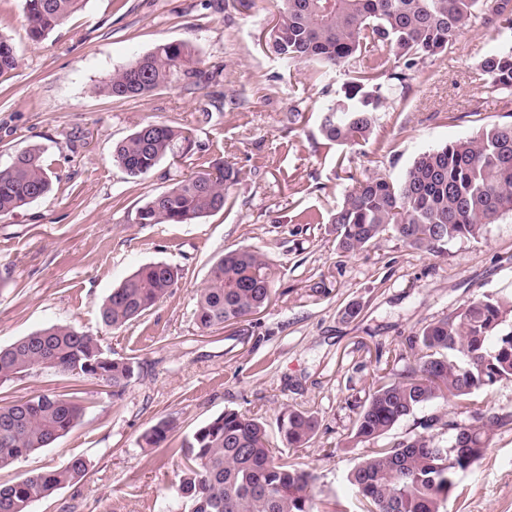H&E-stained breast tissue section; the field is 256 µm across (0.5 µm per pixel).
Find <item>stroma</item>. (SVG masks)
Masks as SVG:
<instances>
[{
  "label": "stroma",
  "mask_w": 512,
  "mask_h": 512,
  "mask_svg": "<svg viewBox=\"0 0 512 512\" xmlns=\"http://www.w3.org/2000/svg\"><path fill=\"white\" fill-rule=\"evenodd\" d=\"M277 0H83L41 42L28 39L23 0H0V36L18 67L0 81V168L35 145L52 172V189L0 217V347L53 324L98 336L116 358L132 359L140 378L120 399L108 387L39 370L0 386V405L40 394L77 392L79 426L22 460L0 468V484L85 458L88 475L36 502L32 512H163L183 459L141 447L166 421L180 446L227 410L254 415L272 446L289 411L314 413L320 430L288 460L317 477L314 493L354 512L347 472L363 454L348 447L357 406L375 376L420 328L482 294L512 295V220L483 237L437 251L386 234L367 250L337 248L329 219L349 178L399 179L425 150L512 123V92L486 89L479 64L512 43V31L475 21L447 53L427 62L429 79L388 89L389 108L370 140L325 149L321 107L344 91L307 68L285 69L265 45ZM186 42L199 75L131 101L99 87L115 69L157 44ZM302 118L289 122L291 108ZM148 121L191 129L204 157L238 169L232 205L196 224H140L137 209L200 157L161 161L135 180L112 160L115 144ZM302 212L319 214L306 224ZM257 248L271 261L276 296L247 322V335L201 332L197 294L225 250ZM178 269L177 288L140 319L112 331L99 321L105 297L140 265ZM324 284L321 295L311 294ZM360 311L347 318L343 310ZM447 512H512V429L462 474Z\"/></svg>",
  "instance_id": "35a3bbf8"
}]
</instances>
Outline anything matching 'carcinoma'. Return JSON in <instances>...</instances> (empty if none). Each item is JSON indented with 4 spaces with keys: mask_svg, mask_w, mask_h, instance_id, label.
Returning <instances> with one entry per match:
<instances>
[{
    "mask_svg": "<svg viewBox=\"0 0 512 512\" xmlns=\"http://www.w3.org/2000/svg\"><path fill=\"white\" fill-rule=\"evenodd\" d=\"M82 0H24L27 35L39 42L76 12ZM488 0H279L278 20L266 46L290 69L304 65L324 81L336 71L348 77L342 99L323 109L324 145L353 148L373 134L381 107L382 79L399 83L425 73L426 61L450 49L473 19L502 12ZM195 52L187 43L157 45L116 69L100 86L105 95L133 100L196 76ZM18 66L14 45L0 36V76ZM480 68L487 88L512 90V47L485 56ZM189 130L148 122L118 142L113 161L132 179L147 176L168 158L190 153ZM43 151L17 152L0 169V216L12 214L51 191ZM238 171L203 160L200 170L174 182L136 211L139 224H193L225 209ZM512 219V123L483 127L475 136L420 153L399 180L368 175L345 190L330 223L339 248L355 254L393 233L409 247L433 251L457 239L477 238L488 224ZM178 270L164 262L141 266L124 279L99 309L101 323L118 330L137 320L172 291ZM275 296L266 256L241 246L224 252L200 289L195 322L205 331L235 329L265 309ZM512 301L495 294L470 299L425 325L419 353L403 370L390 369L369 389L350 436L353 446L382 437L414 411L436 400L453 403V416L432 417L425 432L383 448H368L348 472L359 512H445L459 475L471 470L496 431L512 426V412H492L473 396L512 380V331L503 329ZM55 370L97 380L119 397L139 378L134 362L114 359L97 337L68 325H52L0 348V385L35 370ZM83 407L75 397L39 395L0 406V467L46 448L77 427ZM440 429L436 434L431 429ZM313 414L288 412L283 424L290 448L317 434ZM160 422L143 443L179 454L175 502L189 512H347L326 510L313 493L315 475L283 458L259 418L226 410L198 428L180 447ZM87 476L77 457L60 469L0 485V512H31L33 503Z\"/></svg>",
    "mask_w": 512,
    "mask_h": 512,
    "instance_id": "cac0c4a2",
    "label": "carcinoma"
}]
</instances>
